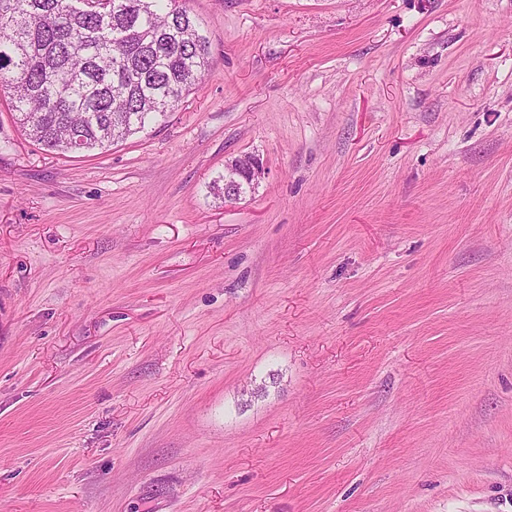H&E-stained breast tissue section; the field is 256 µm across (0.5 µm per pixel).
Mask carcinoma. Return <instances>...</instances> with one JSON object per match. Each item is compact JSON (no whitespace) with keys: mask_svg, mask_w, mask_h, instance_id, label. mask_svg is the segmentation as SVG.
Returning a JSON list of instances; mask_svg holds the SVG:
<instances>
[{"mask_svg":"<svg viewBox=\"0 0 512 512\" xmlns=\"http://www.w3.org/2000/svg\"><path fill=\"white\" fill-rule=\"evenodd\" d=\"M209 65L179 0H0V90L51 151L102 150L166 120Z\"/></svg>","mask_w":512,"mask_h":512,"instance_id":"cac0c4a2","label":"carcinoma"}]
</instances>
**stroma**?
<instances>
[{
	"label": "stroma",
	"mask_w": 512,
	"mask_h": 512,
	"mask_svg": "<svg viewBox=\"0 0 512 512\" xmlns=\"http://www.w3.org/2000/svg\"><path fill=\"white\" fill-rule=\"evenodd\" d=\"M187 6L123 142L0 92V512H512V0ZM264 174L265 169L260 159L246 154L225 166L224 174L213 181V188L221 190L219 182L224 181V202H234L244 194V186L254 189Z\"/></svg>",
	"instance_id": "1"
}]
</instances>
